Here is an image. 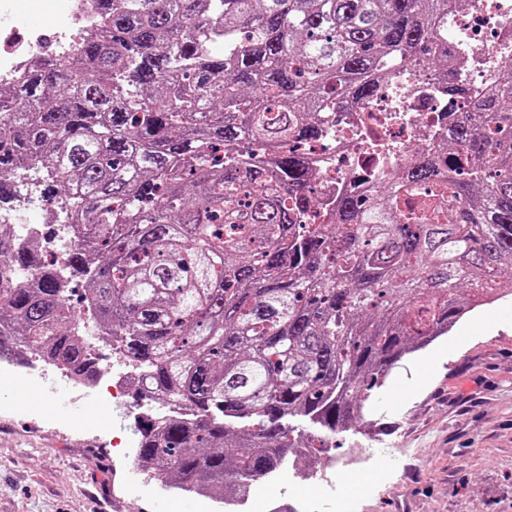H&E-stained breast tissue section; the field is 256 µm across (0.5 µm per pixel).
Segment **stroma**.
<instances>
[{"instance_id": "35a3bbf8", "label": "stroma", "mask_w": 512, "mask_h": 512, "mask_svg": "<svg viewBox=\"0 0 512 512\" xmlns=\"http://www.w3.org/2000/svg\"><path fill=\"white\" fill-rule=\"evenodd\" d=\"M0 381V512H156L174 502L133 454L134 434L103 424L64 383L58 412L17 404ZM374 495L319 512H512V299L471 314L402 361L365 411Z\"/></svg>"}]
</instances>
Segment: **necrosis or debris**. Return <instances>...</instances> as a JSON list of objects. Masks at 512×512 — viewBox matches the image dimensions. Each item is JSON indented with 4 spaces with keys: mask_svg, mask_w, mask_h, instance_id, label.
<instances>
[{
    "mask_svg": "<svg viewBox=\"0 0 512 512\" xmlns=\"http://www.w3.org/2000/svg\"><path fill=\"white\" fill-rule=\"evenodd\" d=\"M62 24L57 40L66 52H74L97 25L94 0H69ZM449 26L448 50L459 61L456 74L465 95L449 101L438 76L412 68L390 78L372 97L332 113L322 136L308 146L306 156L315 175V195L322 202V219H329L341 196L364 192L410 158L447 141L455 116L468 111L472 100L500 73L504 61L512 59V0H466L462 11L451 12ZM45 37L42 30L21 27L11 18L0 21V86L21 80L39 59ZM23 185L14 212L1 216L0 222L22 225L20 244L38 243L50 251L54 263H65L67 246L75 238L74 225H59L52 237H45L31 214L48 209L50 203L39 197L36 178H24ZM28 367L35 374L28 389H38L39 378L55 374L70 379L83 393L110 394L119 402L123 422L141 414V405L125 400L130 389L126 373L104 368L88 385L37 357L29 360Z\"/></svg>",
    "mask_w": 512,
    "mask_h": 512,
    "instance_id": "4bbe7bcc",
    "label": "necrosis or debris"
}]
</instances>
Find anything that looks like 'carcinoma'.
Listing matches in <instances>:
<instances>
[{
	"instance_id": "cac0c4a2",
	"label": "carcinoma",
	"mask_w": 512,
	"mask_h": 512,
	"mask_svg": "<svg viewBox=\"0 0 512 512\" xmlns=\"http://www.w3.org/2000/svg\"><path fill=\"white\" fill-rule=\"evenodd\" d=\"M96 2L77 58L0 89V198L26 167L71 196L92 321L185 410L130 424L139 461L232 505L297 439L321 456L395 365L504 297L512 65L448 127L472 161L438 147L310 228L296 148L321 136L318 114L405 67L451 74L448 12L465 0ZM2 256L0 275L29 281L0 288V356L91 373L56 269L29 246Z\"/></svg>"
}]
</instances>
